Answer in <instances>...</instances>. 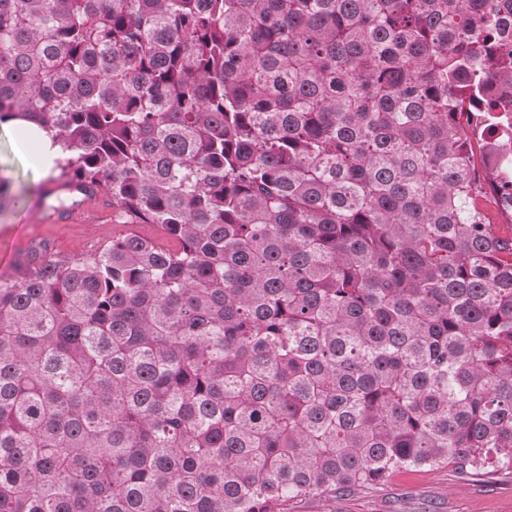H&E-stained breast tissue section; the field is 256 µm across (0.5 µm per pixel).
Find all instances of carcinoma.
<instances>
[{
  "label": "carcinoma",
  "instance_id": "cac0c4a2",
  "mask_svg": "<svg viewBox=\"0 0 512 512\" xmlns=\"http://www.w3.org/2000/svg\"><path fill=\"white\" fill-rule=\"evenodd\" d=\"M512 0H0V122L89 255L0 281V512H286L512 474ZM485 166L471 165L475 151ZM29 135L39 146L34 155V163L45 174L50 173L60 157L58 145H53L52 139L36 126L29 131Z\"/></svg>",
  "mask_w": 512,
  "mask_h": 512
}]
</instances>
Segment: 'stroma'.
<instances>
[{"mask_svg": "<svg viewBox=\"0 0 512 512\" xmlns=\"http://www.w3.org/2000/svg\"><path fill=\"white\" fill-rule=\"evenodd\" d=\"M25 133L20 124L0 123V182L7 187L0 200V277L13 274L30 247L45 241L55 257L89 254L122 232L112 221V203L101 196L91 209H73L65 224L52 223L49 189L52 176L42 175L16 145ZM288 512H512V474L461 477L453 467L416 469L392 474L349 495L332 499L301 497Z\"/></svg>", "mask_w": 512, "mask_h": 512, "instance_id": "stroma-1", "label": "stroma"}]
</instances>
